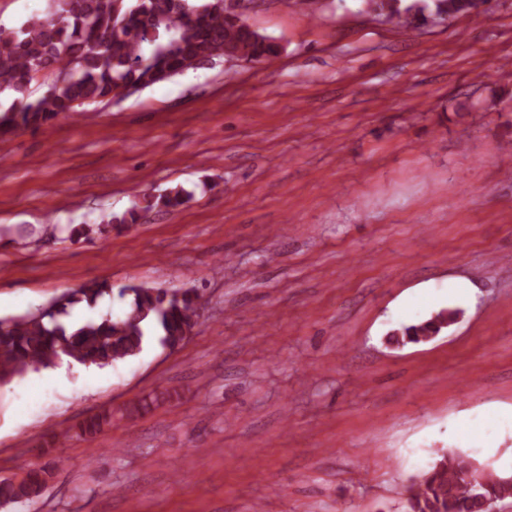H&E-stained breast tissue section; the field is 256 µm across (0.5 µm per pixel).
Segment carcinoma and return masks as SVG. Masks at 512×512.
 <instances>
[{
    "label": "carcinoma",
    "mask_w": 512,
    "mask_h": 512,
    "mask_svg": "<svg viewBox=\"0 0 512 512\" xmlns=\"http://www.w3.org/2000/svg\"><path fill=\"white\" fill-rule=\"evenodd\" d=\"M365 0L377 17H397L408 26L431 15L451 19L479 8L478 0ZM280 45L241 22L227 0H49L46 15L30 16L17 29L0 27V94L14 96L0 110V136L37 130L59 116L107 97L126 96L215 58L258 62L278 55ZM48 76V90L31 98L30 84ZM117 224H135L139 211L175 208L183 191L143 197ZM112 293L106 282L85 285L54 309L0 321V383L50 368L68 358L83 366H104L140 354L158 341L177 347L196 326V295L148 284L120 289L130 297L126 313L83 322L69 320L77 304L89 307ZM455 313L441 311L406 326L401 335L420 341L437 335ZM106 413L82 421L76 435H93L111 423ZM50 476L33 469L19 483L0 482V500L37 496ZM512 496V477L479 469L460 453H446L407 488L406 512H483L482 505Z\"/></svg>",
    "instance_id": "carcinoma-1"
}]
</instances>
